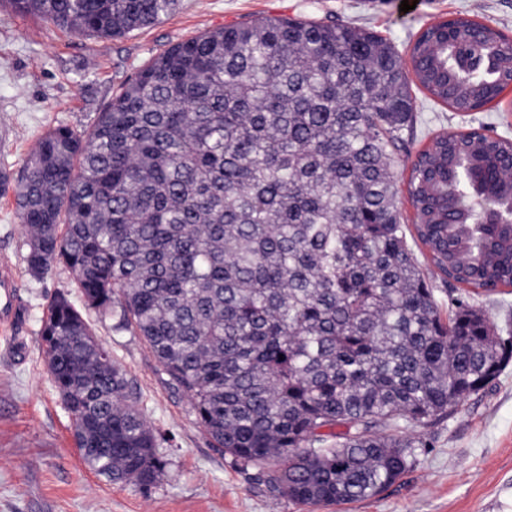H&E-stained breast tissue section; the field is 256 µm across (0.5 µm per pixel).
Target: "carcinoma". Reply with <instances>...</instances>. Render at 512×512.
Instances as JSON below:
<instances>
[{"instance_id":"obj_1","label":"carcinoma","mask_w":512,"mask_h":512,"mask_svg":"<svg viewBox=\"0 0 512 512\" xmlns=\"http://www.w3.org/2000/svg\"><path fill=\"white\" fill-rule=\"evenodd\" d=\"M73 34L150 27L178 0H0ZM410 48L416 83L457 112L512 80V40L456 16ZM484 58L479 73L462 62ZM403 57L349 25L259 16L180 42L88 131L54 128L15 187L34 275L62 263L40 337L84 462L148 488L167 462L83 315L120 309L211 440L270 469L289 501L373 498L411 465L406 434L453 413L512 356L485 313L443 319L408 247L390 163L413 139ZM408 187L415 238L460 286L512 288V139L434 136ZM500 224L471 227V210ZM284 359H279V356Z\"/></svg>"}]
</instances>
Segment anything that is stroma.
<instances>
[{
    "instance_id": "stroma-1",
    "label": "stroma",
    "mask_w": 512,
    "mask_h": 512,
    "mask_svg": "<svg viewBox=\"0 0 512 512\" xmlns=\"http://www.w3.org/2000/svg\"><path fill=\"white\" fill-rule=\"evenodd\" d=\"M182 0L159 23L120 37L67 33L33 15L0 7V175L17 178L40 137L57 127L90 129L99 112L136 74L171 46L263 15L348 23L377 32L408 56L422 29L466 16L512 38V0ZM416 133L391 170L406 183L412 163L435 134L485 128L512 138V88L478 112H457L415 87ZM27 235L12 191H0V263L17 276L20 319L0 336V512H309L274 491L258 469L236 465L214 447L193 405L173 389L143 339L112 315L87 312L97 336L133 386L155 430L167 473L142 489L112 483L85 464L73 422L48 373L40 328L50 298L81 296L64 265L34 276L24 257ZM431 286L440 311L460 299L483 309L512 337V288L492 293ZM410 468L380 495L324 512H512V361L458 410L426 428Z\"/></svg>"
}]
</instances>
